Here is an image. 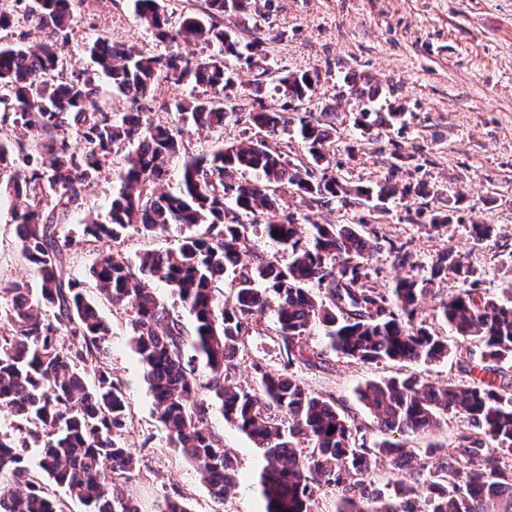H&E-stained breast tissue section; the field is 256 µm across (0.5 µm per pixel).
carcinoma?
Segmentation results:
<instances>
[{"instance_id": "obj_1", "label": "carcinoma", "mask_w": 512, "mask_h": 512, "mask_svg": "<svg viewBox=\"0 0 512 512\" xmlns=\"http://www.w3.org/2000/svg\"><path fill=\"white\" fill-rule=\"evenodd\" d=\"M11 0L0 5V29L25 7L43 40L31 49L0 44V89L8 95L13 122L40 141V160L0 142V188L13 198L15 231L23 258L38 278V298L26 281L0 289V410L10 412L16 432L0 433V512H63L48 480L89 512H142L140 501L120 490L137 459L122 440L129 405L114 381L104 337L109 323L95 302L66 277V253L58 228L81 206L83 187L100 172L114 145L133 150L119 173L117 194L105 220L84 222L88 241L102 243L90 273L99 292L132 313L131 344L145 369L159 421L171 447L197 470L210 497L223 502L238 485L234 459L222 439L205 426L217 406L261 451L259 486L264 512H312L321 485L339 493L336 512H512V289L506 296L480 288V273L445 249L426 277L399 279L381 291L370 284L379 239L352 224H310L302 231L293 212H281L277 197L295 192L307 201L362 210L382 209L397 189L386 177L373 186L348 188L330 172L336 146V112H301L293 106L311 97L319 72L275 78L287 99L281 112L264 106L249 112L264 137L220 146L205 156L182 153L174 129L146 117L141 102L158 76L201 89L170 105L201 129L224 127V109L234 84L228 60L241 59L240 43L224 29V14L243 12L248 0H206L200 13L174 26L161 0H133L134 14L157 39L206 43L218 52L204 59L171 51L149 54L109 36L90 53L112 91L135 109L116 118L94 99V79L56 78L65 38L80 0ZM245 63L270 77L274 69L262 42L246 44ZM352 127L370 134L402 122V113L361 108ZM288 131L307 144L306 160L294 162L268 139ZM181 160L178 190L163 185L173 161ZM418 214L438 228L452 222L451 197L424 182ZM273 219L260 221L264 213ZM172 225L196 228L171 250H146L136 265L120 249L128 229L144 238ZM261 231L278 245L272 256L248 255L246 240ZM453 274L464 288L440 303L455 336L480 346L463 367L469 381L444 386L410 375L369 382L356 390L377 420L383 438L367 444L361 427L336 402L303 386L288 373L307 363L301 340L319 329L326 349L363 362H433L451 355L448 338L413 319L427 291ZM177 291L191 317L186 325L162 304L153 284ZM271 311L284 369L260 371L255 386L232 382L243 336L255 317ZM464 419L454 448L416 454L390 439L394 433L433 432L450 415ZM334 433H329V430ZM36 450L35 467L25 458ZM385 456L395 469L416 470L415 483L397 477L382 492L369 476Z\"/></svg>"}]
</instances>
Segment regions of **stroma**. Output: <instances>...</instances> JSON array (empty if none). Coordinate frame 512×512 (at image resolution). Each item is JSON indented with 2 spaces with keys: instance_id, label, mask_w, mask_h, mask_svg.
Returning <instances> with one entry per match:
<instances>
[{
  "instance_id": "35a3bbf8",
  "label": "stroma",
  "mask_w": 512,
  "mask_h": 512,
  "mask_svg": "<svg viewBox=\"0 0 512 512\" xmlns=\"http://www.w3.org/2000/svg\"><path fill=\"white\" fill-rule=\"evenodd\" d=\"M224 27L244 44L261 37L279 74L318 71L316 90L299 109L336 110L340 138L329 160L350 186L383 179L390 173L393 154L405 156V164L394 172L396 195L386 211L369 217L382 245L371 277L374 287L384 290L397 279L427 275L436 254L450 248L481 273L487 293L500 295L512 281V0H252L247 11L225 16ZM104 33L151 54L167 52L168 47L139 25L132 0H84L64 56L72 72L94 77L97 102L118 116L132 104L113 94L88 51ZM236 72L233 93L241 107L238 120L218 130L196 129L163 109L165 102L189 97L191 87L161 79L148 102L151 121L181 129L184 150L192 156L254 136L247 117L255 101L276 112L285 100L272 82L255 88L256 71L245 62L237 63ZM356 77L379 87V107H402L403 123L376 138H362L347 120L356 106L348 84ZM123 155V149L114 151L85 188L81 207L69 223L60 226L59 235L67 253L68 276L95 299L111 326L105 340L107 362L131 406L133 420L123 438L138 459L126 489L149 507L165 498H181L192 512H263L265 503L256 484L262 458L219 410L210 411L206 425L221 437L239 468V486L225 503L210 498L195 468L170 447L131 347L128 319L99 294L90 275L97 247L85 240L82 220L89 213L107 216L119 186ZM420 182L459 197V222L439 230L417 216L419 199L408 189ZM473 223L494 225L495 240L476 242L469 233ZM393 243L406 244L413 255L410 263H396L389 250ZM21 279L33 283L37 276L21 254L13 200L4 193L0 195V289ZM461 287L452 275L437 280L433 293L422 301L416 322L448 335L439 302ZM302 346L309 362L293 365L291 374L312 392L336 399L373 441L380 437L377 422L359 401L358 387L410 374L436 385L464 382L467 376L459 369V354L474 348L463 341L458 354L425 364L363 363L338 353L326 354L321 336L315 333L304 337ZM282 366L275 323L271 316H263L244 338L235 380L247 387L256 368Z\"/></svg>"
}]
</instances>
